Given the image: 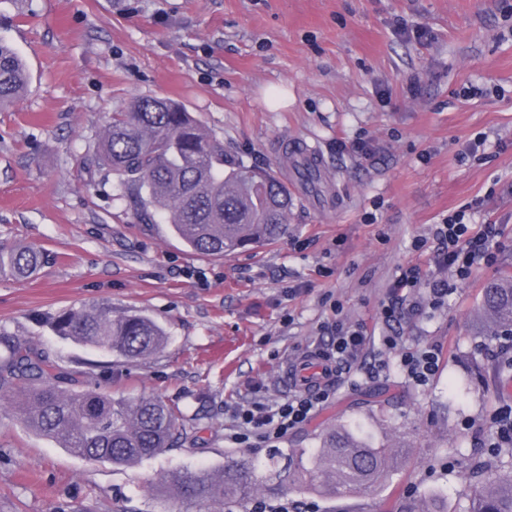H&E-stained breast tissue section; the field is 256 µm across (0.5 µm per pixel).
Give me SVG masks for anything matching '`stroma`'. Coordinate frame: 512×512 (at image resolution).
Instances as JSON below:
<instances>
[{"mask_svg":"<svg viewBox=\"0 0 512 512\" xmlns=\"http://www.w3.org/2000/svg\"><path fill=\"white\" fill-rule=\"evenodd\" d=\"M509 11L512 0H0V38L30 74L27 97L0 112V249L48 256L31 279L0 277V328L69 373L111 368L107 390L161 398L184 433L134 466L90 463L0 400V512H177L158 491L169 470L253 458L295 472L334 427L404 449L383 486L334 496L292 481L224 512L256 500L290 512H395L431 493L465 512L483 473L501 467L489 436L512 407L490 372L512 375V338L485 336L479 317L484 283L512 273ZM402 20L427 29L428 44L399 34ZM470 85L480 95L462 97ZM152 97L180 102L230 159L287 182L284 235L220 258L187 248L168 225L138 222L95 146L116 107ZM479 136L483 151L460 157ZM367 139L368 161L336 149ZM289 140L319 147L329 178L318 193L293 180ZM477 199L475 223L501 231L493 265L387 328L381 304L401 268L428 263L432 225ZM81 306L143 313L168 342L129 362L54 336L46 319ZM338 320L377 337L397 330L402 347L375 348L285 437L233 443L226 406L285 398L286 362ZM423 346L442 361L419 386L400 352Z\"/></svg>","mask_w":512,"mask_h":512,"instance_id":"35a3bbf8","label":"stroma"}]
</instances>
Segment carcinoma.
Instances as JSON below:
<instances>
[{
    "label": "carcinoma",
    "instance_id": "1",
    "mask_svg": "<svg viewBox=\"0 0 512 512\" xmlns=\"http://www.w3.org/2000/svg\"><path fill=\"white\" fill-rule=\"evenodd\" d=\"M29 73L22 57L0 39V111L26 94ZM97 160L116 177L142 224L164 222L191 250L222 257L277 240L288 223L292 199L277 177L242 161L230 162L224 143L210 136L179 103L141 98L112 113ZM46 256L32 247L0 251V276L28 279ZM482 310L491 336H512V277L483 287ZM53 335L128 360L147 359L167 343L152 318L110 309L70 308L48 322ZM0 399L12 401L19 419L36 434L91 462L127 466L173 447L181 438L179 412L157 397H115L96 382L83 390L49 355L0 330ZM402 453L373 447L347 429H330L312 467L310 485L321 493L355 495L384 484ZM256 465L234 461L219 472H168L163 484L178 499L209 512L257 491ZM396 512H447L421 495ZM466 512H512V474H484Z\"/></svg>",
    "mask_w": 512,
    "mask_h": 512
}]
</instances>
